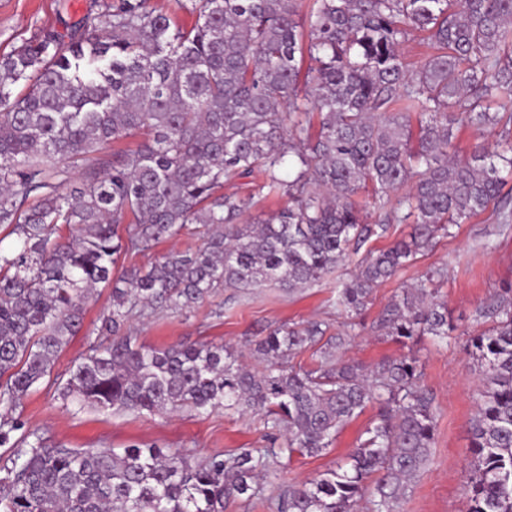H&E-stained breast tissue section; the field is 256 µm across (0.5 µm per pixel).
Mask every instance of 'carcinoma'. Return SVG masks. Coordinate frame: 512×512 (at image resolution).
Masks as SVG:
<instances>
[{
    "label": "carcinoma",
    "mask_w": 512,
    "mask_h": 512,
    "mask_svg": "<svg viewBox=\"0 0 512 512\" xmlns=\"http://www.w3.org/2000/svg\"><path fill=\"white\" fill-rule=\"evenodd\" d=\"M301 5L199 0L188 26L152 0H109L83 28L44 31L0 61V226L15 236L0 251V512H224L261 499V473L329 447L369 407L347 461L280 490L275 512H399L411 492L436 427L418 361L408 353L366 368L345 351L374 288L439 237L487 211L512 223V0H308L303 16ZM413 31L431 53L411 72L399 45ZM456 124L495 142L461 156ZM139 134V147L110 149ZM72 169L82 183L66 191ZM256 172L267 195L288 198L267 217L224 192ZM376 210L384 217L365 223ZM409 219V238L367 251L336 282L344 329L279 325L254 343L260 370L222 344L151 348L119 335L135 316L189 308L220 288H309ZM191 224L207 230L202 247L116 271L120 253L144 255ZM442 277L403 289L372 329L404 345L448 340L457 326L428 287ZM101 284L116 338L72 365L63 401L260 413L270 449L195 463L156 445L69 448L24 428L18 407L81 331ZM481 317L489 327L467 341L484 368L468 512H512L511 285ZM307 351L309 364L293 363Z\"/></svg>",
    "instance_id": "obj_1"
}]
</instances>
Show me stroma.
<instances>
[{
	"instance_id": "obj_1",
	"label": "stroma",
	"mask_w": 512,
	"mask_h": 512,
	"mask_svg": "<svg viewBox=\"0 0 512 512\" xmlns=\"http://www.w3.org/2000/svg\"><path fill=\"white\" fill-rule=\"evenodd\" d=\"M107 0H0V56L44 30L66 27L105 9ZM359 261L349 258L334 276L288 295L274 288L243 298L221 290L192 308L135 317L127 326L139 344L164 348L181 342H212L241 353L255 367L252 343L283 323L309 320L341 326L344 317L335 306L337 280L349 279ZM443 267L448 277L438 283V296L460 333L447 343L422 339L415 347L422 372L421 383L434 397L437 426L431 457L403 501L401 512H466L465 489L469 478L465 452L480 390L479 367L466 347L467 336L479 333L485 322L478 315L491 296L512 283V228L476 217L454 228L450 237L438 238L435 247L373 291L362 318L365 330L348 347L345 356L365 366L399 356L403 347L370 326L391 299L410 284L425 280L430 269ZM109 292L99 289L90 301L81 332L57 360L55 374H65L91 343L102 341V320ZM26 426L45 438L71 448H111L122 451L133 443L157 444L187 452L202 462L221 454L266 448L263 421L256 414L216 409L197 414L188 410L164 414L99 411L63 404L55 385L34 389L19 409ZM371 418L363 413L350 422L329 448L314 455L294 456L285 468L269 473L264 497L251 505L227 502L224 512H273L270 500L281 488L298 485L334 469L345 461Z\"/></svg>"
}]
</instances>
